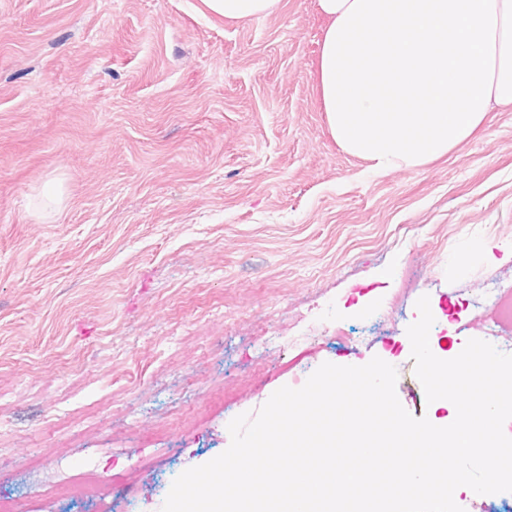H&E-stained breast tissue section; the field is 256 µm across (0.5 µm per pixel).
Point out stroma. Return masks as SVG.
<instances>
[{
	"mask_svg": "<svg viewBox=\"0 0 512 512\" xmlns=\"http://www.w3.org/2000/svg\"><path fill=\"white\" fill-rule=\"evenodd\" d=\"M317 0L224 20L202 0H0V496L15 512H161L230 445L229 422L323 363L378 357L441 418L436 357L512 349V112L383 175L331 135ZM61 193L46 216L28 200ZM319 332L297 348L282 337ZM105 478L73 503L35 457Z\"/></svg>",
	"mask_w": 512,
	"mask_h": 512,
	"instance_id": "1",
	"label": "stroma"
}]
</instances>
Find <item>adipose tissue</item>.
<instances>
[{"mask_svg": "<svg viewBox=\"0 0 512 512\" xmlns=\"http://www.w3.org/2000/svg\"><path fill=\"white\" fill-rule=\"evenodd\" d=\"M228 20L281 0H203ZM317 69L337 143L372 170L448 153L488 112L512 109V0H318Z\"/></svg>", "mask_w": 512, "mask_h": 512, "instance_id": "obj_1", "label": "adipose tissue"}]
</instances>
